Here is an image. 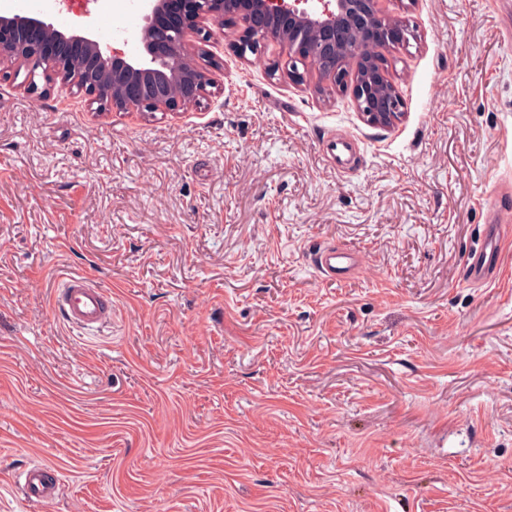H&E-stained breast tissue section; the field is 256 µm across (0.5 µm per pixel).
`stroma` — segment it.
Here are the masks:
<instances>
[{
	"label": "stroma",
	"mask_w": 512,
	"mask_h": 512,
	"mask_svg": "<svg viewBox=\"0 0 512 512\" xmlns=\"http://www.w3.org/2000/svg\"><path fill=\"white\" fill-rule=\"evenodd\" d=\"M49 0L139 55L140 14ZM404 115L295 84L286 50L190 39L217 80L185 112L102 114L0 67V512L39 461V512H512V213L500 266L467 281L480 205L512 190V37L494 0H386ZM354 144L347 171L330 134ZM361 257L334 282L319 247ZM71 272L112 293L76 333ZM20 488L26 500L38 505L54 502L61 492L57 473L42 464H30L20 475Z\"/></svg>",
	"instance_id": "obj_1"
}]
</instances>
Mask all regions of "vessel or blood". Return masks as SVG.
I'll return each mask as SVG.
<instances>
[{
	"mask_svg": "<svg viewBox=\"0 0 512 512\" xmlns=\"http://www.w3.org/2000/svg\"><path fill=\"white\" fill-rule=\"evenodd\" d=\"M504 197V192L494 191L491 201L485 207L486 223L481 244L468 262L469 280H484L488 270L499 264L496 226L506 211ZM315 259L319 272L332 281L348 279L360 266L357 254L346 248H321ZM53 305L73 327L89 329L108 324L112 320L111 292L80 273L68 275L62 280L53 297ZM20 488L26 500L45 505L59 497L61 481L55 471L41 464H32L22 472Z\"/></svg>",
	"mask_w": 512,
	"mask_h": 512,
	"instance_id": "vessel-or-blood-1",
	"label": "vessel or blood"
}]
</instances>
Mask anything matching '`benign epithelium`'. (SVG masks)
<instances>
[{"mask_svg":"<svg viewBox=\"0 0 512 512\" xmlns=\"http://www.w3.org/2000/svg\"><path fill=\"white\" fill-rule=\"evenodd\" d=\"M381 0H143L141 42L144 56L127 60L102 45L88 28L61 31L41 18L0 15V65L27 72L28 89L37 90V70L49 66L63 84H71V59L82 61V90L107 112H178L198 104L215 87V78L189 64L186 39L212 25L232 28L234 51L245 56L255 43L289 47L319 60L321 80L345 84L359 115L371 126L389 128L403 113L398 87L371 60L400 45L403 30L388 20ZM298 39H293V35ZM353 55L358 66L344 83L337 52Z\"/></svg>","mask_w":512,"mask_h":512,"instance_id":"7a95c632","label":"benign epithelium"}]
</instances>
